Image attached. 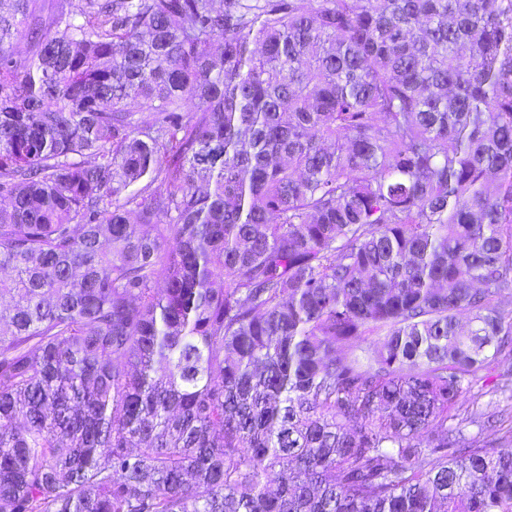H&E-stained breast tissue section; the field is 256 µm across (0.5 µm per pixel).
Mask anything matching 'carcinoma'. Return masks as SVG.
<instances>
[{
    "label": "carcinoma",
    "instance_id": "carcinoma-1",
    "mask_svg": "<svg viewBox=\"0 0 512 512\" xmlns=\"http://www.w3.org/2000/svg\"><path fill=\"white\" fill-rule=\"evenodd\" d=\"M4 298L0 512H512V0H0Z\"/></svg>",
    "mask_w": 512,
    "mask_h": 512
}]
</instances>
